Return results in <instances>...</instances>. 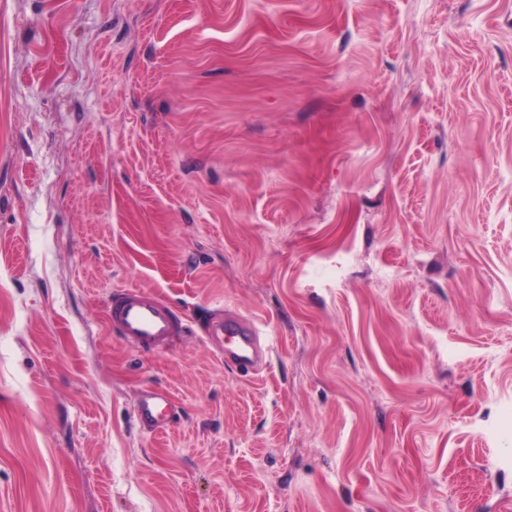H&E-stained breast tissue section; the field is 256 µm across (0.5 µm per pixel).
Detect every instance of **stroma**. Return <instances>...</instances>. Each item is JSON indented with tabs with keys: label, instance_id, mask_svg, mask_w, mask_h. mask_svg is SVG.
<instances>
[{
	"label": "stroma",
	"instance_id": "stroma-1",
	"mask_svg": "<svg viewBox=\"0 0 512 512\" xmlns=\"http://www.w3.org/2000/svg\"><path fill=\"white\" fill-rule=\"evenodd\" d=\"M0 512H512V0H0ZM105 313L118 336L145 354L159 352L188 329L183 312L138 287L114 289L108 295ZM259 326L247 318L224 315L206 328L209 342L224 353V362L239 368L243 375L259 369L265 358ZM175 407L170 391L154 388L139 395L134 413L143 427L156 433H164L174 423Z\"/></svg>",
	"mask_w": 512,
	"mask_h": 512
}]
</instances>
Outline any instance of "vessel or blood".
Here are the masks:
<instances>
[{
	"mask_svg": "<svg viewBox=\"0 0 512 512\" xmlns=\"http://www.w3.org/2000/svg\"><path fill=\"white\" fill-rule=\"evenodd\" d=\"M106 318L128 345L145 354L159 352L177 336L185 335L188 320L183 312L164 299L138 287L113 290L107 299ZM259 326L249 319L224 316L206 328L209 342L224 355L225 363L242 374L259 369L265 358ZM175 401L170 391L154 388L142 392L135 405V417L145 428L165 432L174 423Z\"/></svg>",
	"mask_w": 512,
	"mask_h": 512,
	"instance_id": "vessel-or-blood-1",
	"label": "vessel or blood"
}]
</instances>
